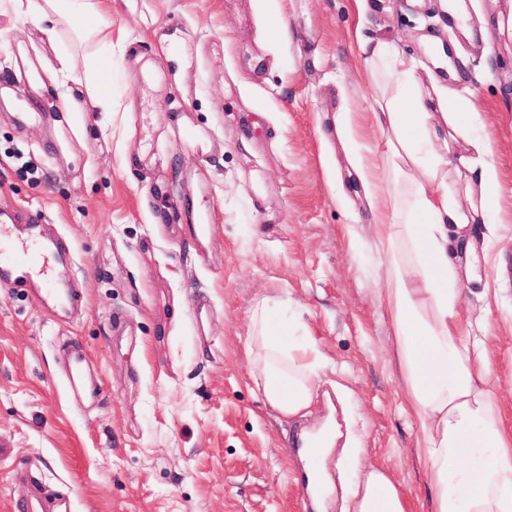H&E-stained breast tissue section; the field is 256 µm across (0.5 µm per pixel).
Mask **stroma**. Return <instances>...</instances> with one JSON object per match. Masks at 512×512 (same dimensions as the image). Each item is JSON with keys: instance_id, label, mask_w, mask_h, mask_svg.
I'll use <instances>...</instances> for the list:
<instances>
[{"instance_id": "1", "label": "stroma", "mask_w": 512, "mask_h": 512, "mask_svg": "<svg viewBox=\"0 0 512 512\" xmlns=\"http://www.w3.org/2000/svg\"><path fill=\"white\" fill-rule=\"evenodd\" d=\"M110 17L113 51L94 57L71 27L51 41L0 12V214L43 211L77 300L63 319L0 284V512L36 489L72 512H316L293 438L329 414L324 512H345L367 463L407 512H431L371 215L337 130L376 108L355 81L363 41L393 42L480 110L487 153L453 145L448 181L492 162L506 222L490 242L468 229L462 312L512 407V0H112ZM170 30L181 42L161 43ZM71 50L111 112L80 93L62 111L31 81L29 65ZM169 52L189 60L181 81ZM267 297L282 303L274 325L309 332L328 363L303 418L277 421L250 377V308Z\"/></svg>"}]
</instances>
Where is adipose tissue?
I'll return each mask as SVG.
<instances>
[{
    "label": "adipose tissue",
    "mask_w": 512,
    "mask_h": 512,
    "mask_svg": "<svg viewBox=\"0 0 512 512\" xmlns=\"http://www.w3.org/2000/svg\"><path fill=\"white\" fill-rule=\"evenodd\" d=\"M58 2L0 0L15 15L38 17L51 39L59 22L95 20V48H111L103 0H69L71 11L63 16ZM361 52L363 78L377 95L373 125L385 134V148L362 151L351 131L341 141L354 158L384 257L380 299L392 320L407 404L421 428L434 512H512V428L504 425L486 338L462 314L458 288L474 255L464 238L490 208L496 173L486 164L464 192L449 188L442 155L452 118L447 97L426 103L413 62L393 43H365ZM31 77L65 92L84 88L95 111L112 109L111 97L76 55L33 70ZM272 319L270 299L252 307V377L276 415L307 414L323 368L317 342L308 334L282 336ZM350 512H406L405 498L384 469L371 466L358 477Z\"/></svg>",
    "instance_id": "obj_1"
}]
</instances>
